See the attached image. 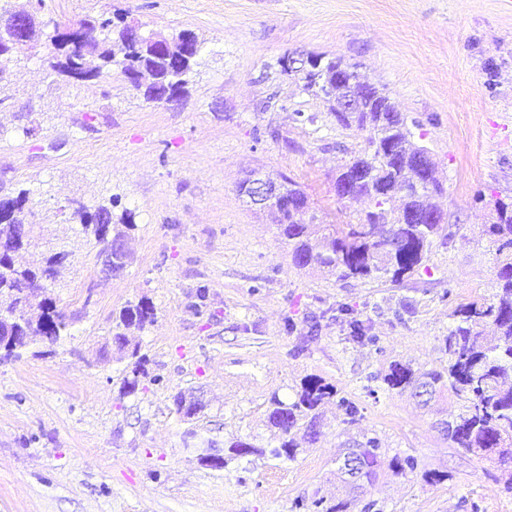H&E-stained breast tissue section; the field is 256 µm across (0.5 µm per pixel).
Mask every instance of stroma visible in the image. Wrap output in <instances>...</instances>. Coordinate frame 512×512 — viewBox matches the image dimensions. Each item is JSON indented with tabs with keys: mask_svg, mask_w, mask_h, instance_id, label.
<instances>
[{
	"mask_svg": "<svg viewBox=\"0 0 512 512\" xmlns=\"http://www.w3.org/2000/svg\"><path fill=\"white\" fill-rule=\"evenodd\" d=\"M45 3V16L63 21L107 11L168 37L190 30L202 48L170 104L147 101L117 71L59 76L48 44L17 48L0 82L12 98L0 109V180L31 192L33 246L19 260L72 252L50 290L65 336L53 354L36 342L0 362V512H292L294 501L334 496L340 445L361 433L417 462L365 486L383 512H512L507 473L463 455L437 425L460 402L448 393L424 407L382 381L397 363L447 364L457 307L497 290L486 226L497 201L512 202V0ZM293 52L357 63L437 166L450 236L401 282L292 268L287 242L237 191L248 174L283 173L307 192L316 223L346 224L366 207L335 189L365 135L282 72ZM75 200L133 214L121 273H102L94 238L71 218ZM142 299L155 318L128 333L146 362L126 395L133 364L112 344V319ZM342 304L377 345L350 339ZM311 374L357 403V422L328 403L315 444L299 440L291 460L267 455L271 396L290 400ZM180 393L201 412L179 414ZM236 440L260 454L203 462Z\"/></svg>",
	"mask_w": 512,
	"mask_h": 512,
	"instance_id": "obj_1",
	"label": "stroma"
}]
</instances>
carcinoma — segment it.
Masks as SVG:
<instances>
[{
    "instance_id": "1",
    "label": "carcinoma",
    "mask_w": 512,
    "mask_h": 512,
    "mask_svg": "<svg viewBox=\"0 0 512 512\" xmlns=\"http://www.w3.org/2000/svg\"><path fill=\"white\" fill-rule=\"evenodd\" d=\"M38 10L43 0H0V15ZM76 50L67 58H52L50 67L58 74L67 69L81 70L89 78L112 75V67L128 77L136 63L148 74L163 70L166 62L146 53L143 45L125 37L112 15L102 13L93 23L83 18ZM201 52L198 38L188 44V63L176 74L181 84L192 72ZM317 71L299 76L306 90L322 95L338 125L366 133V147L346 162L336 175V195L352 191L369 201L370 207L354 224H307L303 215L310 209L309 196L298 182L280 176V186L293 209L274 213L273 223L279 235L288 241L289 258L295 269L317 266L340 279L370 278L401 280L421 266L435 239L448 238L446 225L430 220L437 208L427 198L442 192V184L430 167L421 172L416 158L427 149L411 140L406 119L398 112L384 90L356 79L358 64L342 57L317 55ZM357 101L358 111L343 112L346 98ZM29 191L21 189L14 196V206L0 213V317L19 322L21 339L0 354V360L19 356L18 350L33 341L56 344L67 331L66 315L58 310L56 299L48 293L59 267L69 262L72 253L59 249L41 264L21 266L16 254L31 246L22 236L20 225L26 223ZM73 220L90 233L100 249H105L100 218L112 223V211L100 205L92 210L73 201ZM496 221L487 225V233L497 243V251L506 255L497 274L498 292L490 302H471L455 311L456 324L445 340L448 365L437 371L414 370L394 364L383 381L390 390L417 391L430 397L449 390L463 401V412L446 423L448 438L466 453L491 458L502 465L512 464V208L496 203ZM338 312L348 317L350 338L357 342L377 343V337L365 334L363 322L352 317V310L341 306ZM155 307L141 299L121 309L112 343L117 351L135 359L140 366V346L132 345L125 331L141 329L154 321ZM492 323L496 332L485 336L481 327ZM343 410L346 422L353 424L359 413L357 405L341 395L336 385L318 375L305 377L295 397L285 402L274 395L268 423L275 429L277 445L270 450L275 458L294 459L297 444L293 432L303 427L310 440L320 435L321 408L332 399ZM345 455L359 459L356 476H351L337 460L336 477L358 487L377 479L383 447L379 438L366 434L347 448ZM318 512H347L348 502L321 497L315 501Z\"/></svg>"
}]
</instances>
